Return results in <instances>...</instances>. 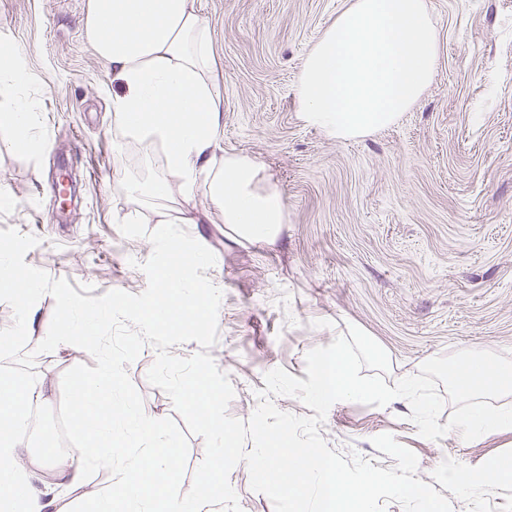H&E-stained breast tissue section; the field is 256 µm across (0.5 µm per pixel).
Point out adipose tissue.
<instances>
[{
    "mask_svg": "<svg viewBox=\"0 0 512 512\" xmlns=\"http://www.w3.org/2000/svg\"><path fill=\"white\" fill-rule=\"evenodd\" d=\"M85 35L112 69L113 123L141 149V164L123 175L135 208L120 216L139 223L151 208L161 224L194 223V201L205 195L226 230L249 244L273 245L287 222L283 191L245 154H220L223 99L216 91L209 27L195 0H88ZM21 52L0 45V63L11 93L0 103V127L10 128L16 148L36 151L35 101L24 94ZM35 386L0 381V512H40L36 500L18 495L28 469L17 452V434L31 424ZM464 496L512 482V465L501 462L479 474L449 470Z\"/></svg>",
    "mask_w": 512,
    "mask_h": 512,
    "instance_id": "obj_1",
    "label": "adipose tissue"
}]
</instances>
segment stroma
<instances>
[{
    "mask_svg": "<svg viewBox=\"0 0 512 512\" xmlns=\"http://www.w3.org/2000/svg\"><path fill=\"white\" fill-rule=\"evenodd\" d=\"M88 0H0V42L22 49L27 91L39 103L37 152L16 149L0 130V230L39 237L25 261L81 295L142 293L149 238L122 235L116 215L133 203L121 173L139 166L110 112L112 70L88 42ZM439 37L438 67L418 103L387 128L339 140L303 124L295 87L307 53L347 0H196L210 38L224 100L226 153L263 163L284 192L288 222L275 244L230 239L221 215L199 208L188 232L216 256L208 278L223 293L210 354L235 395L230 416L249 420L264 375L305 376V355L355 325L388 353L387 385L418 374L428 359L461 349L512 357V0H427ZM75 175L76 197L61 211L56 185ZM145 346L127 365L154 419L175 417L170 397L147 373ZM70 345L36 356L46 377L40 404L59 408L62 377L92 364ZM410 405L334 403L320 435L378 468L394 459L373 437L388 433L418 458L417 476L453 512H512V484L461 498L445 466L476 473L512 460V429L476 441L454 433L423 438ZM28 487L43 512L75 506L88 488L113 482L57 479L28 443ZM55 478V477H54Z\"/></svg>",
    "mask_w": 512,
    "mask_h": 512,
    "instance_id": "1",
    "label": "stroma"
}]
</instances>
